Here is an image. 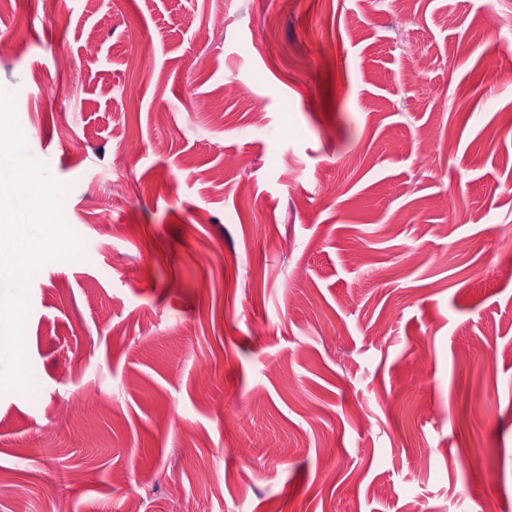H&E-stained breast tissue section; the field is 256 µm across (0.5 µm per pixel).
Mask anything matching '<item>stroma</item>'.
Here are the masks:
<instances>
[{
    "label": "stroma",
    "mask_w": 512,
    "mask_h": 512,
    "mask_svg": "<svg viewBox=\"0 0 512 512\" xmlns=\"http://www.w3.org/2000/svg\"><path fill=\"white\" fill-rule=\"evenodd\" d=\"M394 13L0 14V86L84 241L29 284L39 390L0 395V512H129L141 495V512H512V81L483 78L512 66V0H411L402 30ZM404 43L430 59L420 77ZM106 215L134 233L100 237ZM67 399L88 427L59 415Z\"/></svg>",
    "instance_id": "35a3bbf8"
}]
</instances>
